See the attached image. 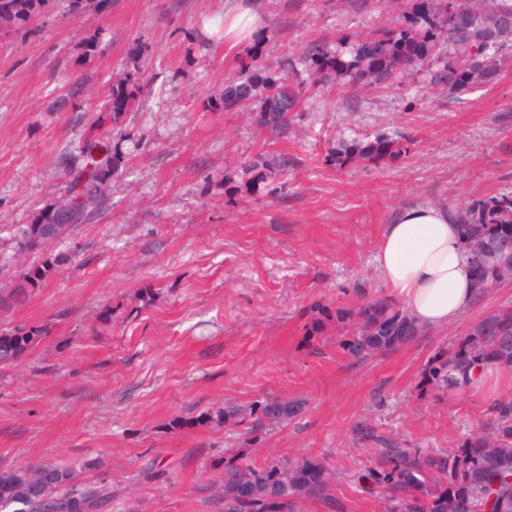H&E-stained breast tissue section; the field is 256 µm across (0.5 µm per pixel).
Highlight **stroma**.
<instances>
[{
  "label": "stroma",
  "instance_id": "obj_1",
  "mask_svg": "<svg viewBox=\"0 0 512 512\" xmlns=\"http://www.w3.org/2000/svg\"><path fill=\"white\" fill-rule=\"evenodd\" d=\"M420 2L373 0L362 13L346 0H260L263 28L232 51L210 26L229 0H45L0 27V287L59 261L0 315L5 328L50 327L0 369V469L69 465L78 487H111V512H224V457L243 440L212 415L279 398L301 410L252 458L325 459L345 512H390L356 483L376 451L360 427L438 449L483 428L490 399L427 390L420 373L512 301V282L448 328L361 362L306 326L323 306L383 291L374 256L396 210L512 192V51L461 96L432 83L449 43L375 88L338 79L278 139L223 101L253 61L286 57L308 79L312 41L352 60L367 32L405 28ZM129 75L140 91L110 126L120 163L101 207L47 249L24 248L20 230L65 196L71 156ZM376 133L409 139L406 157L336 165V149ZM262 156L282 164L244 175Z\"/></svg>",
  "mask_w": 512,
  "mask_h": 512
}]
</instances>
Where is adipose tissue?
<instances>
[{"label":"adipose tissue","instance_id":"ef3b65f1","mask_svg":"<svg viewBox=\"0 0 512 512\" xmlns=\"http://www.w3.org/2000/svg\"><path fill=\"white\" fill-rule=\"evenodd\" d=\"M261 23L256 0H236L224 12L225 48L249 41ZM374 261L386 287L423 328L448 327L477 302L456 210L419 204L397 210Z\"/></svg>","mask_w":512,"mask_h":512}]
</instances>
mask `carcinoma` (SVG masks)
Returning a JSON list of instances; mask_svg holds the SVG:
<instances>
[{
    "label": "carcinoma",
    "mask_w": 512,
    "mask_h": 512,
    "mask_svg": "<svg viewBox=\"0 0 512 512\" xmlns=\"http://www.w3.org/2000/svg\"><path fill=\"white\" fill-rule=\"evenodd\" d=\"M45 0H0V26L28 17ZM425 27L416 28L417 21ZM512 40V0H438L420 6L408 28L367 36L346 62L322 43L309 47V85L294 86L270 71L256 67L224 86V106L248 105L257 112L258 123L275 136L293 132V117L306 87L322 88L333 75L349 76L351 85L375 87L397 72L403 74L424 63L435 46L452 42L462 53L432 75L433 85L452 95L471 89L475 75L493 76L501 47ZM132 99L130 86H112L108 111L100 118L117 122ZM402 141L376 135L336 153V163L353 159L367 162L394 160L406 154ZM118 151L105 133L78 147L74 156V189L83 174V210L68 213L67 205L45 206L23 230L24 243L48 247L86 221L102 197L103 186L112 177ZM461 235L472 258V268L483 300L499 283L512 279V249L502 250L501 241L512 239V193L479 200L460 214ZM53 225L51 239L45 228ZM57 261L45 259L26 269L8 287L0 288V313L22 305L44 281L56 272ZM336 329V346L344 355L361 361L396 350L422 334L391 296L379 293L357 304L323 307L308 326L306 335L323 334L325 325ZM48 334L45 325L0 329V366L18 363ZM493 360L512 374V305L506 304L476 321L449 348L433 353L422 371V385L433 391H462L479 363ZM299 405L281 399H262L240 410L226 406L215 413L218 422L242 430L247 442L274 425L293 418ZM485 430L469 433L447 449L400 448L384 438L386 447L375 454L372 465L357 477L369 491L381 489L394 504V512H512V396L496 398L490 407ZM73 470L66 464H46L30 470L0 472V512H105L112 503L106 486L80 489L72 484ZM224 512H301V504L318 501L330 512H344L335 497L332 471L318 458L293 461H255L247 448L224 457V481L220 485Z\"/></svg>",
    "instance_id": "1"
}]
</instances>
